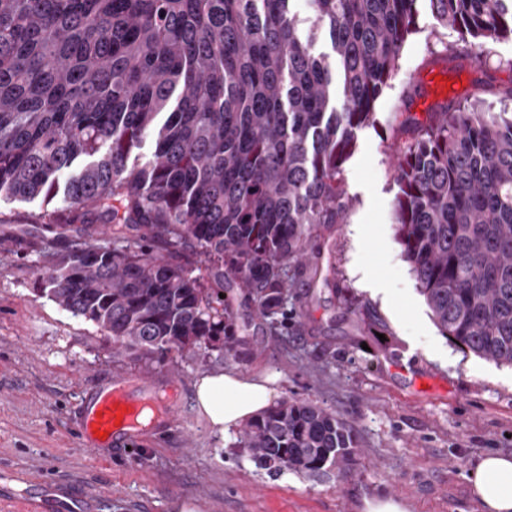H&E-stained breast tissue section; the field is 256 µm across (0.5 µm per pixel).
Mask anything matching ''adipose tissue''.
<instances>
[{
  "mask_svg": "<svg viewBox=\"0 0 512 512\" xmlns=\"http://www.w3.org/2000/svg\"><path fill=\"white\" fill-rule=\"evenodd\" d=\"M274 391L262 377L212 370L199 377L198 407L213 430L223 433L255 417L273 401ZM473 492L487 512H512V455H486L476 467Z\"/></svg>",
  "mask_w": 512,
  "mask_h": 512,
  "instance_id": "adipose-tissue-1",
  "label": "adipose tissue"
}]
</instances>
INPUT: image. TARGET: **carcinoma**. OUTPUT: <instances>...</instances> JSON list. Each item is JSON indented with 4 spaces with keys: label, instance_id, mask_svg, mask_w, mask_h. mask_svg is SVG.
Here are the masks:
<instances>
[{
    "label": "carcinoma",
    "instance_id": "cac0c4a2",
    "mask_svg": "<svg viewBox=\"0 0 512 512\" xmlns=\"http://www.w3.org/2000/svg\"><path fill=\"white\" fill-rule=\"evenodd\" d=\"M0 0V199L60 196L40 292L145 356L239 357L226 285L263 318L319 273L352 200L342 165L370 124L417 0ZM485 53L512 0H429ZM326 29L334 61L315 51ZM396 235L442 334L512 366V113L407 112ZM152 139L154 152L140 153ZM270 473L345 472L337 415L296 399L240 435Z\"/></svg>",
    "mask_w": 512,
    "mask_h": 512
}]
</instances>
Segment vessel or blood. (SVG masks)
I'll list each match as a JSON object with an SVG mask.
<instances>
[{
	"mask_svg": "<svg viewBox=\"0 0 512 512\" xmlns=\"http://www.w3.org/2000/svg\"><path fill=\"white\" fill-rule=\"evenodd\" d=\"M153 400L150 389L131 387L115 380L86 395L76 417L77 446L92 450H122L147 438L151 429H162L173 419L171 409H159L153 428H146L140 416ZM26 512H88L87 505L71 495L64 480L44 481L36 497L25 503Z\"/></svg>",
	"mask_w": 512,
	"mask_h": 512,
	"instance_id": "b4317fda",
	"label": "vessel or blood"
}]
</instances>
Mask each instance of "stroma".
<instances>
[{
	"instance_id": "1",
	"label": "stroma",
	"mask_w": 512,
	"mask_h": 512,
	"mask_svg": "<svg viewBox=\"0 0 512 512\" xmlns=\"http://www.w3.org/2000/svg\"><path fill=\"white\" fill-rule=\"evenodd\" d=\"M417 9L374 123L343 165L353 203L322 250L335 288L369 308L376 330L344 313L335 288L299 280L288 301L304 316L287 328L236 304L246 324L239 359L137 358L37 292L36 256L0 250V512H23L38 480L52 476L91 500L93 512H173L178 501L195 512H362L377 497L405 512H484L471 480L486 454L512 455V367L476 356L436 326L394 234L393 145L403 138L400 113L420 116L442 100L512 111V40L482 55L453 30L434 37L429 0ZM433 72L449 86L428 88ZM58 206L0 202V237L48 223ZM217 369L272 377L278 399L339 415L359 444L347 472L257 468L237 444L238 429L217 434L197 411L195 382ZM116 377L147 382L174 415L165 433L108 458L77 447L69 419L88 391Z\"/></svg>"
}]
</instances>
